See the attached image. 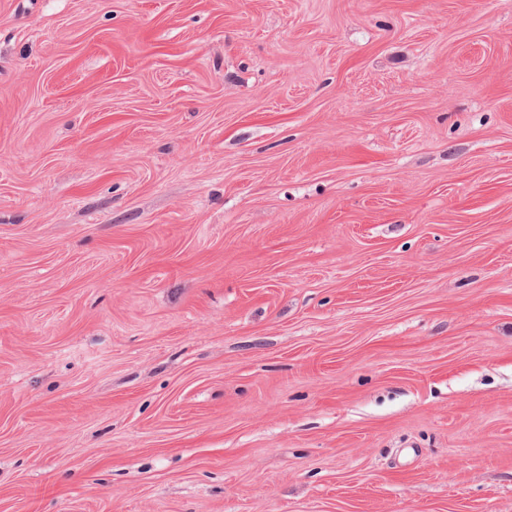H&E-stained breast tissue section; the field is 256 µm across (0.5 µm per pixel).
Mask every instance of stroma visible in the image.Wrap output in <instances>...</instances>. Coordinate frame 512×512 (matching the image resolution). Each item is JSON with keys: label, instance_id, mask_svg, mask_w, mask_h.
I'll return each mask as SVG.
<instances>
[{"label": "stroma", "instance_id": "stroma-1", "mask_svg": "<svg viewBox=\"0 0 512 512\" xmlns=\"http://www.w3.org/2000/svg\"><path fill=\"white\" fill-rule=\"evenodd\" d=\"M0 512H512V0H0Z\"/></svg>", "mask_w": 512, "mask_h": 512}]
</instances>
